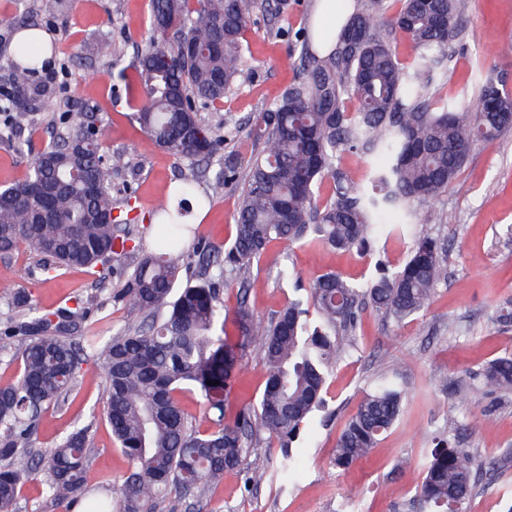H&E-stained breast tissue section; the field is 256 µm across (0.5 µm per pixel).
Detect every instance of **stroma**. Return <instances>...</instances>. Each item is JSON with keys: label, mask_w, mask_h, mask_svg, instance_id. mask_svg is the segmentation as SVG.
<instances>
[{"label": "stroma", "mask_w": 512, "mask_h": 512, "mask_svg": "<svg viewBox=\"0 0 512 512\" xmlns=\"http://www.w3.org/2000/svg\"><path fill=\"white\" fill-rule=\"evenodd\" d=\"M314 2L288 0L284 11L253 12L233 90L221 103L200 110L206 121L223 120L225 142L223 153L201 167L197 194H206L209 183L223 176L225 154L235 153L244 163L262 150L250 130L298 78L289 58L302 51ZM38 5L39 0H0V83L14 29ZM40 22L51 33L63 67L55 93L36 106L37 120L26 134L29 151L19 152L16 139L0 135V188L25 177L32 151L48 141L50 125L61 112L94 109L105 127V146L131 157L130 168L113 179L116 188L132 191L129 201L118 204L121 220L134 225L144 246L152 247V207L187 164L153 145L132 118L141 104L134 65L150 29L149 0H69L60 16H44ZM106 40L114 48L108 58L99 53ZM506 41H512V0H471L438 73L437 85L449 107L473 102L488 76L512 85V56L494 51ZM240 194V184L226 187L196 219L189 244L230 245ZM441 207L453 212L454 223H433L432 213ZM412 209V232L383 235L373 253L336 251L312 236L291 245L276 243L252 262L247 295H240L234 284L224 289L226 311H233L243 296L256 319L265 322L323 273L335 272L363 288L377 264L400 269L409 258L413 232L433 231L448 245L447 279L422 312L399 323L370 305L360 307L356 327L344 339L346 352L327 380L325 405L313 413L289 471H281L279 459L261 442L254 453L268 458L265 469L244 463L203 496L175 491L156 500L154 512H417L420 464L440 433L482 462L467 512H512V392L476 390L470 379L486 362L512 356V325L496 319L501 307L512 304V131L476 146L458 185ZM139 259L134 252L94 275L62 270L46 276L33 253L0 256V324L12 315L13 292L24 288L42 312L83 300L87 314L81 334L104 342L123 334L141 315L111 299L109 292L119 288L122 274L132 272ZM391 375L406 393L401 421L367 459L347 469L334 466L336 439L346 420L366 392ZM264 384L262 356L248 350L230 410L258 404ZM103 398V380L83 383L67 402L44 410L34 437L36 448L45 451L73 426L89 427L84 489L90 494L119 484L131 468L103 414Z\"/></svg>", "instance_id": "obj_1"}]
</instances>
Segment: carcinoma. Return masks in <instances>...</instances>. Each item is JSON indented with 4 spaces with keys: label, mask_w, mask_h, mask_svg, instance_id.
Listing matches in <instances>:
<instances>
[{
    "label": "carcinoma",
    "mask_w": 512,
    "mask_h": 512,
    "mask_svg": "<svg viewBox=\"0 0 512 512\" xmlns=\"http://www.w3.org/2000/svg\"><path fill=\"white\" fill-rule=\"evenodd\" d=\"M468 6L469 0H365L338 32L320 38L332 42L329 51L304 50L301 76L253 126L264 147L247 162L229 248L199 242L190 249L185 236L193 205L224 194L238 178L233 163L203 198L194 178L185 176L156 201L154 251L116 294L144 316L142 323L105 343L75 338L82 306L40 313L25 290L13 294L12 306L29 315L0 329V356L13 353L18 335L24 339L20 377L0 386V512H13L23 477L18 459L31 453L44 406L87 379H104L105 417L133 464L117 500L95 502L92 512H151L172 488L202 494L240 468L261 434L277 443L282 465L290 464L292 443L323 405L327 377L345 353L339 332L355 328L360 300L397 322L418 314L445 279L446 250L421 232L403 268L381 270L364 290L324 273L306 298L289 301L265 324L243 299L233 313L224 311V272L243 283L251 262L271 244L311 233L335 250L368 252L391 214L438 199L476 145L512 128V89L503 79L486 80L473 104L455 110L435 85ZM255 7L256 0H151L150 31L136 65L143 104L133 118L154 145L191 167L224 150V120L201 119L198 105L222 101L235 84ZM397 35L410 42L412 62L399 58L392 44ZM50 65L34 36L15 42L9 82L0 89V133L17 137L33 126L25 99L34 75ZM102 135L86 108L64 112L52 124L26 178L0 190L1 254L29 250L45 274L96 272L126 255L128 242L140 247L132 230L116 234L113 217L112 177L130 168L131 159L105 150ZM353 150L387 157L369 189L336 166ZM325 177L334 182L335 199L320 206L313 187ZM194 258L202 268L198 281L175 288ZM253 344L266 364L264 390L257 406L229 419L235 377ZM473 380L491 391H512V357L491 361ZM185 386L203 399L208 429L181 408L177 394ZM403 397L389 378L366 393L337 439L336 467L368 456L399 421ZM88 448V428L75 426L39 454L46 495L56 504L69 507L82 494ZM479 467L476 457L438 440L422 465L420 512H466Z\"/></svg>",
    "instance_id": "cac0c4a2"
}]
</instances>
